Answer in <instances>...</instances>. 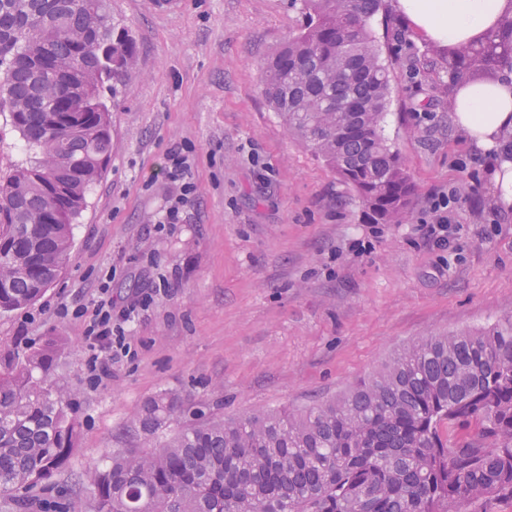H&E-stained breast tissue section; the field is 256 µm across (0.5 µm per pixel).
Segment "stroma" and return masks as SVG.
<instances>
[{"label":"stroma","mask_w":512,"mask_h":512,"mask_svg":"<svg viewBox=\"0 0 512 512\" xmlns=\"http://www.w3.org/2000/svg\"><path fill=\"white\" fill-rule=\"evenodd\" d=\"M136 40L137 65L110 108L112 153L74 227L60 281L27 309L0 317V347L58 333V374L80 392L78 452L64 501L89 467L126 447L124 425L160 393L184 406L241 417L338 397L421 336L512 318V205L489 173L457 159L482 150L448 102L411 78L435 46L405 19L381 123L415 186L404 224H376L354 191L292 140L262 95V64L287 40L290 0H110ZM181 145L196 191L179 223L158 218L171 184L160 175ZM476 186L457 206L455 250L418 229L428 196ZM116 306L141 297L115 352L91 381L84 331L99 288Z\"/></svg>","instance_id":"obj_1"}]
</instances>
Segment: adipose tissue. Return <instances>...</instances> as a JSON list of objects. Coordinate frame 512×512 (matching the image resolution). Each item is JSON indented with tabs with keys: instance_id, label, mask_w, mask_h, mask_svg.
Masks as SVG:
<instances>
[{
	"instance_id": "obj_1",
	"label": "adipose tissue",
	"mask_w": 512,
	"mask_h": 512,
	"mask_svg": "<svg viewBox=\"0 0 512 512\" xmlns=\"http://www.w3.org/2000/svg\"><path fill=\"white\" fill-rule=\"evenodd\" d=\"M392 5L425 39L453 45L478 39L512 10V0H393ZM453 121L478 147L493 149L501 131L512 127V83L463 89Z\"/></svg>"
}]
</instances>
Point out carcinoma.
Listing matches in <instances>:
<instances>
[{
  "label": "carcinoma",
  "instance_id": "cac0c4a2",
  "mask_svg": "<svg viewBox=\"0 0 512 512\" xmlns=\"http://www.w3.org/2000/svg\"><path fill=\"white\" fill-rule=\"evenodd\" d=\"M301 22L263 66L292 138L401 224L414 186L381 133L393 88L372 22L384 0H294ZM441 93L512 72V13L437 50ZM108 0H0V115L24 159L0 176V315L44 294L112 151L104 89L134 70ZM62 338L0 350V492L26 509L77 447L78 394L56 376ZM179 403L147 401L140 439L87 473L95 512H466L512 497V319L424 336L341 397L303 410L215 416L169 432Z\"/></svg>",
  "mask_w": 512,
  "mask_h": 512
}]
</instances>
